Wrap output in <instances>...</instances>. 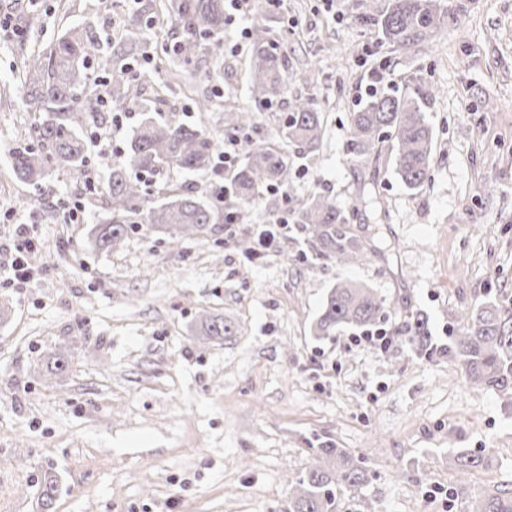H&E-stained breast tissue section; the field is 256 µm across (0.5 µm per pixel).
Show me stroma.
I'll return each mask as SVG.
<instances>
[{"instance_id":"obj_1","label":"stroma","mask_w":512,"mask_h":512,"mask_svg":"<svg viewBox=\"0 0 512 512\" xmlns=\"http://www.w3.org/2000/svg\"><path fill=\"white\" fill-rule=\"evenodd\" d=\"M364 0H280L266 22L288 49L285 99L259 106L245 93L251 26L225 23L224 78L172 82L164 103L143 90L129 119L89 124L125 145L144 113L194 123L190 97L205 93L252 110L253 136L284 146L289 99L311 98L326 131L303 157L289 150L287 187L265 192L249 218L187 240L142 227L121 247L89 249L105 205L107 163L92 160L96 194L53 174L19 181L13 148L33 143L36 114L18 95L0 100V265L15 253L19 223L38 244L30 284L0 282V512H41V477L53 473L52 512H284L291 483L327 444L361 457L366 481L336 494L335 512H468L512 484V394L472 385L447 348L458 317L494 300L512 307V0H449L459 14L419 52L382 43L359 26ZM0 0L20 37L0 44V84L26 51L86 20L115 31L113 0ZM431 90L430 178L407 190L396 144L349 151L351 114L371 91ZM369 205L358 206L362 191ZM347 211L368 258L337 265L316 257L289 224L277 249L248 261L241 245L258 225L293 216L312 196ZM291 261H283V253ZM351 279L386 299L384 328L422 315L433 353L396 342L352 343L353 329H311L330 288ZM221 314L235 335L196 332ZM68 354L67 370L47 363ZM487 456L461 474L459 452Z\"/></svg>"}]
</instances>
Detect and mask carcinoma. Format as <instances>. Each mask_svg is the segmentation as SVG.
<instances>
[{
	"label": "carcinoma",
	"instance_id": "carcinoma-1",
	"mask_svg": "<svg viewBox=\"0 0 512 512\" xmlns=\"http://www.w3.org/2000/svg\"><path fill=\"white\" fill-rule=\"evenodd\" d=\"M456 15L441 0H375L358 15L360 24L374 29L380 40L403 50H415L430 41ZM170 28V53L187 67L204 52L216 56L215 77L222 78L219 59L224 34L223 0H147L136 4L124 18V35L115 39L101 35L92 22L63 31L46 49H33L23 59L14 88L23 94L25 111L41 115L36 126L39 147L20 145L11 153L17 177L37 183L54 172L90 189L89 144L84 133L89 122L101 118L98 94L104 86L111 102H134L147 85L164 90L157 79L160 65L148 69L135 53H147L156 24ZM252 50L248 58L246 86L250 99L271 105L286 94L280 47L268 38V28L256 22L251 29ZM98 60L97 67L91 61ZM431 92L423 89L403 96H374L353 113L349 149L357 155L374 150L388 132L397 143L393 166L402 183L418 190L428 180L434 141L424 106ZM254 126V115L246 109L227 113L225 133H238ZM282 132L299 153L308 156L320 147L325 127L321 113L309 99L288 102ZM245 161L236 167L229 187L222 188L224 169L219 166L213 136L199 124L186 125L174 119H143L130 137L124 161L112 164L107 180L105 214L97 217L88 240L90 248L110 252L122 245L137 223L172 236L196 239L211 224L224 221V207L217 196L226 192L242 211L259 205L263 190L284 187L290 181L288 158L260 138L245 144ZM206 172L213 177L211 198L201 199L188 188L155 202L148 197L145 176L163 170ZM318 250V255L338 264L366 259L362 244L345 229V211L325 196L318 195L295 213ZM385 300L372 288L340 280L330 289L314 324L316 336H330L344 327L369 328L384 317ZM457 336L448 352L464 366L476 387L499 391L512 389V308L484 302L477 310L458 318ZM201 335L210 340L233 336L236 326L222 315L200 316ZM399 340L420 349L428 347L424 319L416 317L393 327ZM314 465L295 480L287 512H334L336 488H354L364 483L362 459H354L344 448L312 449ZM57 481L44 479L40 493L42 509L52 508ZM470 512H512V487L501 489L474 505Z\"/></svg>",
	"mask_w": 512,
	"mask_h": 512
}]
</instances>
